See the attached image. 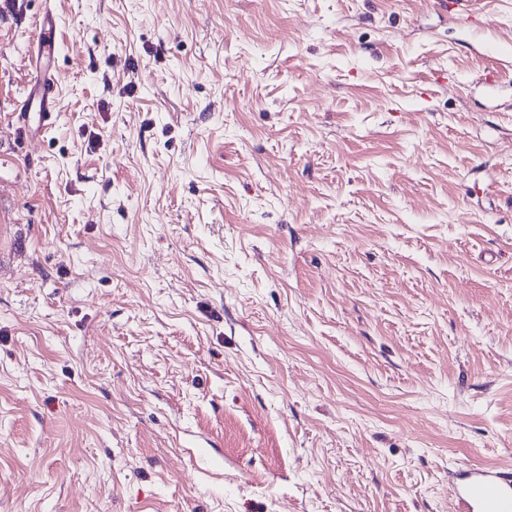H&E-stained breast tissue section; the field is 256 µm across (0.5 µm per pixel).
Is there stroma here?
I'll return each mask as SVG.
<instances>
[{"instance_id":"stroma-1","label":"stroma","mask_w":512,"mask_h":512,"mask_svg":"<svg viewBox=\"0 0 512 512\" xmlns=\"http://www.w3.org/2000/svg\"><path fill=\"white\" fill-rule=\"evenodd\" d=\"M475 464L512 470V0H0V512H452ZM57 24L46 14L39 22L35 39L36 64L33 68L30 86L31 94L16 105L17 117L25 120L29 116L35 98L39 100V116L42 125H51L56 106V85L50 63L57 54Z\"/></svg>"}]
</instances>
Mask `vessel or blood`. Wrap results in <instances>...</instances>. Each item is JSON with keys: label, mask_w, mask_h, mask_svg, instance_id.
<instances>
[{"label": "vessel or blood", "mask_w": 512, "mask_h": 512, "mask_svg": "<svg viewBox=\"0 0 512 512\" xmlns=\"http://www.w3.org/2000/svg\"><path fill=\"white\" fill-rule=\"evenodd\" d=\"M57 54V24L51 16L39 22L35 39L36 64L30 78L31 93L15 110L26 118L39 107L42 124L52 122L56 106V85L51 63ZM453 512H512V473L490 466L474 467L450 487Z\"/></svg>", "instance_id": "1"}]
</instances>
